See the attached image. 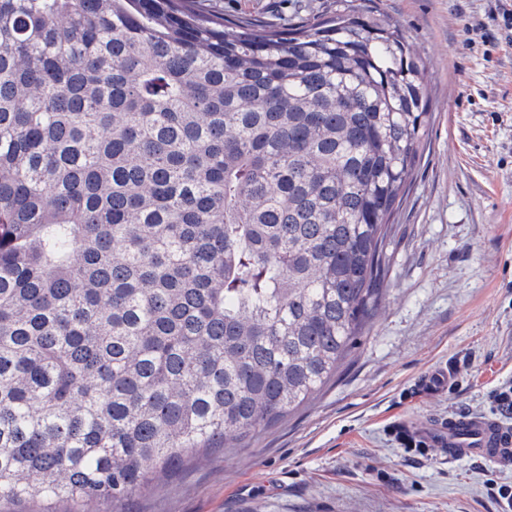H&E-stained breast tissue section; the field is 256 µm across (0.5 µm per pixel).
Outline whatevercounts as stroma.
Wrapping results in <instances>:
<instances>
[{
    "label": "stroma",
    "mask_w": 512,
    "mask_h": 512,
    "mask_svg": "<svg viewBox=\"0 0 512 512\" xmlns=\"http://www.w3.org/2000/svg\"><path fill=\"white\" fill-rule=\"evenodd\" d=\"M425 66L432 122L389 246L385 300L336 377L236 448L186 458L125 512H503L512 465L416 435L495 416L512 386V49L505 0H375ZM269 26L292 0H208ZM447 367L446 388L419 380Z\"/></svg>",
    "instance_id": "obj_1"
}]
</instances>
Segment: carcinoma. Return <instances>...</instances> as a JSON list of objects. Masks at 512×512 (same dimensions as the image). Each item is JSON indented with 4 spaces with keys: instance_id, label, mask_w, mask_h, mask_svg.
Here are the masks:
<instances>
[{
    "instance_id": "obj_1",
    "label": "carcinoma",
    "mask_w": 512,
    "mask_h": 512,
    "mask_svg": "<svg viewBox=\"0 0 512 512\" xmlns=\"http://www.w3.org/2000/svg\"><path fill=\"white\" fill-rule=\"evenodd\" d=\"M374 5L0 0V506L112 512L334 376L432 119ZM336 0L289 1V0H211L201 1L210 11L229 18L247 17L269 26L288 23V12L294 4L309 5L310 10L335 8ZM51 507L55 510H51L54 512H105V505L102 503H87V502H77V503H60L55 505H42V504H34V505H26L25 507L18 508L12 506H4L3 510L5 511H13V512H38L43 510L44 508Z\"/></svg>"
}]
</instances>
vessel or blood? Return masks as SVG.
Segmentation results:
<instances>
[{
	"instance_id": "1",
	"label": "vessel or blood",
	"mask_w": 512,
	"mask_h": 512,
	"mask_svg": "<svg viewBox=\"0 0 512 512\" xmlns=\"http://www.w3.org/2000/svg\"><path fill=\"white\" fill-rule=\"evenodd\" d=\"M449 460L478 458L490 465L512 463V425L481 415L449 419L439 431Z\"/></svg>"
}]
</instances>
